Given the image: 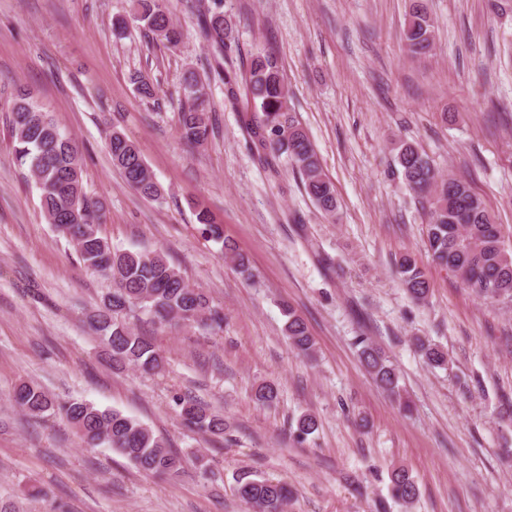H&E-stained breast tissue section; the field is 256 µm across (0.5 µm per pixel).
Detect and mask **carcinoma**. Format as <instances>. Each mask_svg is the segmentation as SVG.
<instances>
[{
	"label": "carcinoma",
	"mask_w": 512,
	"mask_h": 512,
	"mask_svg": "<svg viewBox=\"0 0 512 512\" xmlns=\"http://www.w3.org/2000/svg\"><path fill=\"white\" fill-rule=\"evenodd\" d=\"M131 9L153 40L170 47L181 42L182 32L161 7L160 0H132ZM196 10L201 35L214 50L213 71L227 86L231 106L245 112L243 126L259 158L272 169L282 161L289 163L314 205L324 214L335 216L338 204L334 185L292 110L290 92L275 54H253L243 74L224 69V59L229 57L234 39L231 25L224 19L222 0L200 4ZM403 35L412 57L431 53L434 23L426 0H411ZM131 83L141 97L155 96L154 84L143 74H133ZM183 86L180 130L185 144L194 148L208 139L212 129L206 110V82L195 70L188 69ZM9 123L14 160L33 177L46 221L58 236L74 244L86 269L112 279V292L103 297L90 317V327L98 335L112 368L132 367L155 375L165 367L164 357L153 340L130 326L126 316L131 312L147 314L161 326L221 328L224 318L211 307L206 293L190 287L163 252L115 248L103 236L104 205L86 191L81 153L23 87L13 93ZM108 149L113 167L133 190L154 200L162 196L139 148L124 132L112 130ZM392 175L415 194L426 212L425 250L431 261L452 272L484 299L512 302V249L505 246L501 225L469 181L453 173L438 175L430 157L408 141L400 142L396 148ZM197 221L201 235L222 244L224 258L241 273L250 274L248 259L224 237L221 225L204 210L197 212ZM396 268L407 293L415 301L425 302L430 283L416 259L405 253L396 260ZM286 317L284 335L290 346L299 354H311L315 341L305 321L291 309L286 310ZM357 346L359 358L375 382L391 394L400 395V376L391 360L364 337L357 340ZM416 346L427 365H448L447 353L440 346L420 338L416 339ZM10 401L34 420L50 415L65 418L84 445L105 444L147 474L171 480L183 472L181 454L169 448L151 427L119 410L101 409L85 401H59L27 381L13 387ZM178 406L183 424L190 430L203 436L224 433V418L202 404L181 398ZM315 429L313 415L304 413L297 419V437L304 439ZM389 490L391 497L406 508L418 496L416 481L403 467L392 470ZM235 492L250 512H286L291 498L287 484L249 471L237 476Z\"/></svg>",
	"instance_id": "1"
}]
</instances>
